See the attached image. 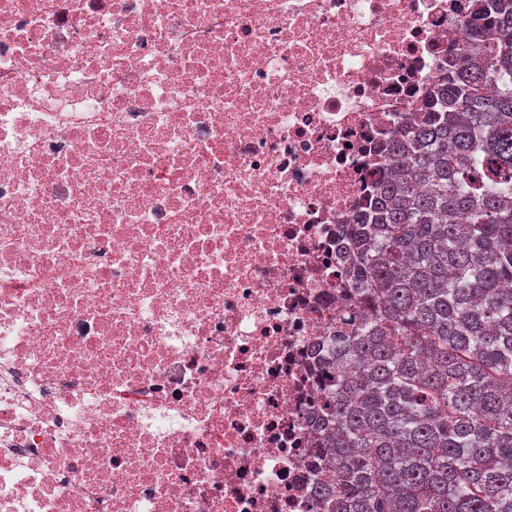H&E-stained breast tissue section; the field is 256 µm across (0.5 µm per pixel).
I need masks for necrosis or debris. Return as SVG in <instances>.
<instances>
[{"mask_svg": "<svg viewBox=\"0 0 512 512\" xmlns=\"http://www.w3.org/2000/svg\"><path fill=\"white\" fill-rule=\"evenodd\" d=\"M469 0H0V512H323L315 344Z\"/></svg>", "mask_w": 512, "mask_h": 512, "instance_id": "1", "label": "necrosis or debris"}]
</instances>
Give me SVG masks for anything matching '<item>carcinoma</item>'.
Returning <instances> with one entry per match:
<instances>
[{
	"label": "carcinoma",
	"mask_w": 512,
	"mask_h": 512,
	"mask_svg": "<svg viewBox=\"0 0 512 512\" xmlns=\"http://www.w3.org/2000/svg\"><path fill=\"white\" fill-rule=\"evenodd\" d=\"M464 35L348 227L354 311L311 419L327 512H512V0Z\"/></svg>",
	"instance_id": "cac0c4a2"
}]
</instances>
